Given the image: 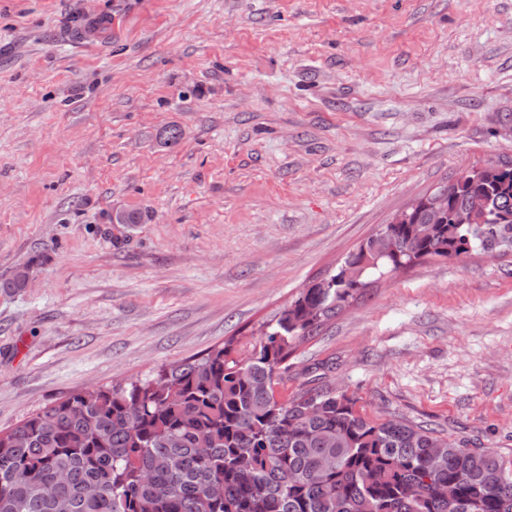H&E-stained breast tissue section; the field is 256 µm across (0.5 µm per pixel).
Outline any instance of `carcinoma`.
I'll list each match as a JSON object with an SVG mask.
<instances>
[{
    "label": "carcinoma",
    "mask_w": 512,
    "mask_h": 512,
    "mask_svg": "<svg viewBox=\"0 0 512 512\" xmlns=\"http://www.w3.org/2000/svg\"><path fill=\"white\" fill-rule=\"evenodd\" d=\"M476 195L487 218L463 224ZM428 198L301 289L257 341L74 393L1 431L0 512H512V462L497 453L373 418L344 391H277L288 358L371 272L512 254V162L448 185L447 211L423 236Z\"/></svg>",
    "instance_id": "obj_1"
}]
</instances>
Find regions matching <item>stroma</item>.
<instances>
[{
	"instance_id": "1",
	"label": "stroma",
	"mask_w": 512,
	"mask_h": 512,
	"mask_svg": "<svg viewBox=\"0 0 512 512\" xmlns=\"http://www.w3.org/2000/svg\"><path fill=\"white\" fill-rule=\"evenodd\" d=\"M510 159L512 0H0V280L30 268L0 291V431L257 340L395 212ZM289 364V392L512 459V256L371 278Z\"/></svg>"
}]
</instances>
